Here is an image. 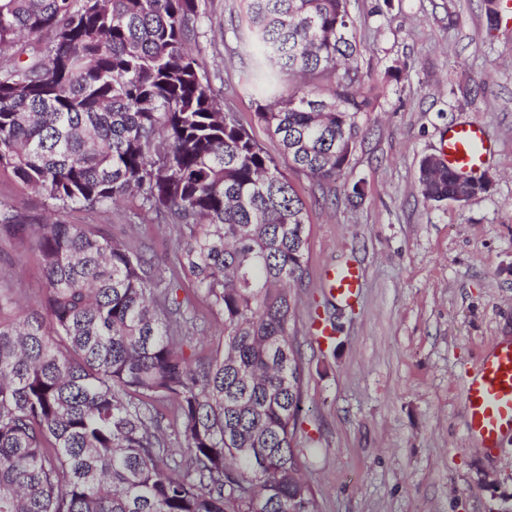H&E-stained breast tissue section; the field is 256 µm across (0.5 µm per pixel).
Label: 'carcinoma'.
Wrapping results in <instances>:
<instances>
[{"mask_svg": "<svg viewBox=\"0 0 512 512\" xmlns=\"http://www.w3.org/2000/svg\"><path fill=\"white\" fill-rule=\"evenodd\" d=\"M207 17L208 0H0V169L62 209L133 195L178 237L169 270L143 242L0 209L43 269L35 308L0 288V512H319L293 446L307 210L187 50ZM353 28L347 0H246L251 86L276 95L257 121L319 182L368 105ZM419 183L441 202L490 180L426 156Z\"/></svg>", "mask_w": 512, "mask_h": 512, "instance_id": "obj_1", "label": "carcinoma"}]
</instances>
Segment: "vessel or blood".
I'll list each match as a JSON object with an SVG mask.
<instances>
[{"mask_svg":"<svg viewBox=\"0 0 512 512\" xmlns=\"http://www.w3.org/2000/svg\"><path fill=\"white\" fill-rule=\"evenodd\" d=\"M488 148L480 124H460L449 130L442 160L451 170L476 173L485 166ZM328 279L343 300L357 298L362 279L358 268H341L329 273ZM465 408L469 432L488 448H495L502 436L512 434V344L500 346L482 360L476 376L466 384Z\"/></svg>","mask_w":512,"mask_h":512,"instance_id":"vessel-or-blood-1","label":"vessel or blood"}]
</instances>
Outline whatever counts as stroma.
Returning a JSON list of instances; mask_svg holds the SVG:
<instances>
[{
    "instance_id": "stroma-1",
    "label": "stroma",
    "mask_w": 512,
    "mask_h": 512,
    "mask_svg": "<svg viewBox=\"0 0 512 512\" xmlns=\"http://www.w3.org/2000/svg\"><path fill=\"white\" fill-rule=\"evenodd\" d=\"M349 0L371 101L342 175L321 184L287 169L308 210L306 276L295 333L304 365L295 447L320 512H512V436L480 451L466 431L465 381L512 342V0ZM244 0H210L191 49L226 108L273 158L258 123L251 61L238 41ZM476 122L490 143L487 193L423 198L419 163L450 126ZM359 184L360 196L351 193ZM0 199L26 219L96 224L123 237L130 200L89 215L61 209L0 170ZM135 237L169 263L172 225L145 217ZM361 269L354 302L328 270ZM43 273L30 241L0 232V286L36 305ZM326 319L333 343L311 325Z\"/></svg>"
}]
</instances>
